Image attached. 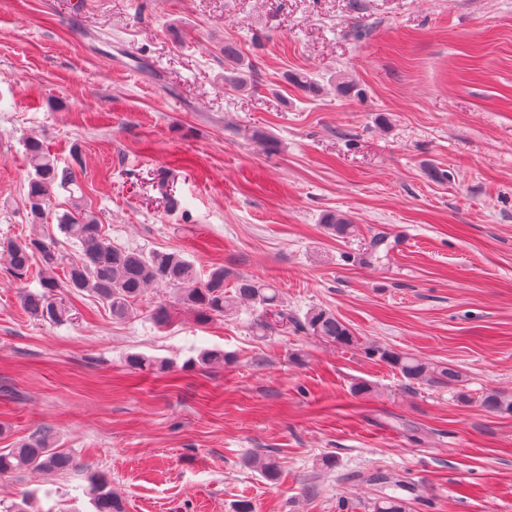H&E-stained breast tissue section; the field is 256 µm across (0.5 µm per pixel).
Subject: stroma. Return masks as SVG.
<instances>
[{"label":"stroma","instance_id":"obj_1","mask_svg":"<svg viewBox=\"0 0 512 512\" xmlns=\"http://www.w3.org/2000/svg\"><path fill=\"white\" fill-rule=\"evenodd\" d=\"M71 2L0 0V239L30 232L36 138L113 245L223 267L229 289L265 280L288 310L455 367L471 400L357 346L257 340L246 304L197 323L168 288L122 322L86 293L74 320L41 322L21 302L38 272H0V448L46 433L80 464L0 477V512L25 494L33 512H93L87 467L127 512H368L396 479L411 512H512V414L477 401L512 394V0ZM377 233L388 256L360 265ZM203 349L232 360L195 365ZM264 455L277 480L252 466ZM478 401L480 406L490 413L512 414V398L501 392H484Z\"/></svg>","mask_w":512,"mask_h":512}]
</instances>
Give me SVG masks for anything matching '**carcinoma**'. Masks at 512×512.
I'll use <instances>...</instances> for the list:
<instances>
[{
	"label": "carcinoma",
	"mask_w": 512,
	"mask_h": 512,
	"mask_svg": "<svg viewBox=\"0 0 512 512\" xmlns=\"http://www.w3.org/2000/svg\"><path fill=\"white\" fill-rule=\"evenodd\" d=\"M27 164L32 170L27 192V208L31 223L40 226L52 217L65 237L77 244L80 254L69 259L59 242L49 234L35 232L21 240L0 241V262L16 280L26 279L33 265H38L42 291L23 296L22 304L31 317L50 323L71 319L67 293L91 292L107 305L112 319L124 320L135 310L137 301L149 288L166 287L176 293L177 304L194 313L199 323L233 314L238 304L246 301L257 312V338L264 339L277 331H296L314 336L326 343L349 347L359 343L351 328L333 312L313 307L303 317L284 308L278 290L253 279H241L234 290L224 289V267L212 268L202 278L196 266L177 252L156 250L148 254L112 245L103 231L98 216L83 205L81 188L67 168L46 152L42 144L25 141ZM69 193L71 208L61 214L53 212L56 190ZM324 224L338 238H349L354 225L342 214H326ZM388 251L386 236L375 235L364 248L360 263L371 265ZM66 270L65 284L58 281L57 271ZM366 352L397 370L409 382L446 384L457 389V397L467 402L462 373L452 366H442L413 354L369 345ZM230 355L218 350H205L198 356L203 366L222 365ZM480 406L490 413L512 414V398L498 391H487L479 397ZM254 467L268 479L278 474V462L272 456H256ZM77 466L68 454L54 448L46 434L32 436L16 448L0 449V476L22 469H36L46 474L72 470ZM88 493L95 512H126L124 500L114 491L109 478L99 471H86ZM370 512H409L406 499L396 494H383L369 503Z\"/></svg>",
	"instance_id": "obj_1"
}]
</instances>
